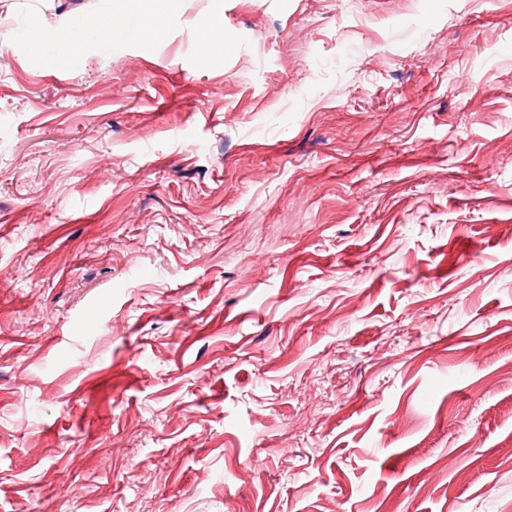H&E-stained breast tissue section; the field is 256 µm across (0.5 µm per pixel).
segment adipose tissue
I'll return each mask as SVG.
<instances>
[{"label": "adipose tissue", "mask_w": 512, "mask_h": 512, "mask_svg": "<svg viewBox=\"0 0 512 512\" xmlns=\"http://www.w3.org/2000/svg\"><path fill=\"white\" fill-rule=\"evenodd\" d=\"M176 6V0H113L111 12L86 9L84 25L95 38H108L132 15L143 18L140 35L144 41L155 42L166 35V19Z\"/></svg>", "instance_id": "adipose-tissue-1"}]
</instances>
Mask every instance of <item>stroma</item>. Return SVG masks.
I'll return each mask as SVG.
<instances>
[{
	"label": "stroma",
	"instance_id": "stroma-1",
	"mask_svg": "<svg viewBox=\"0 0 512 512\" xmlns=\"http://www.w3.org/2000/svg\"><path fill=\"white\" fill-rule=\"evenodd\" d=\"M28 2L0 512H512V0H180L66 71ZM224 48V31L220 25L209 24L199 29L198 53L202 60L208 59L214 53ZM46 32L48 31L41 26H30L19 34V39L29 54L41 56L44 44L47 42Z\"/></svg>",
	"mask_w": 512,
	"mask_h": 512
}]
</instances>
